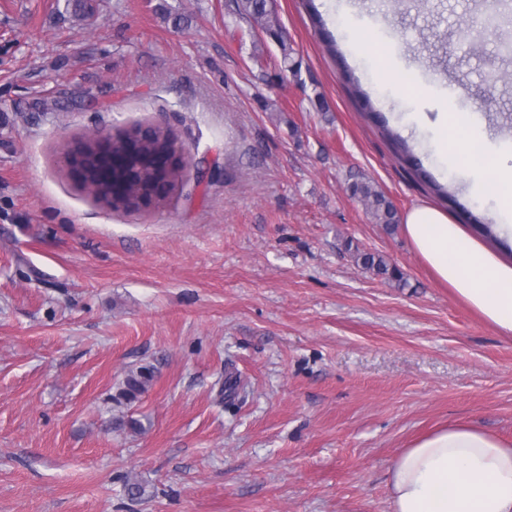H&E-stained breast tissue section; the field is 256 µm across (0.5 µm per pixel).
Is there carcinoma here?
Instances as JSON below:
<instances>
[{"label": "carcinoma", "mask_w": 512, "mask_h": 512, "mask_svg": "<svg viewBox=\"0 0 512 512\" xmlns=\"http://www.w3.org/2000/svg\"><path fill=\"white\" fill-rule=\"evenodd\" d=\"M236 12L240 18L258 25L280 45L283 61H288L290 49L282 37L281 27L271 6V0H237ZM176 141L173 130L168 126L142 128L135 125L112 135V152L125 157L124 167L112 171V181H98L100 155L97 146L90 140L78 139L72 142L66 154L81 157L85 169L84 185L89 194L99 203L111 205L110 197L121 194L126 197V208H138L135 201L148 200L158 183L173 190L182 182V164H168L170 152ZM349 195L360 203L372 221L386 230L399 224L397 209L388 195L367 177H355L347 184ZM355 260L376 276L402 281V273L381 254L355 251ZM153 379V371L141 367L130 371L123 381V387L114 401L121 404L135 401Z\"/></svg>", "instance_id": "carcinoma-1"}]
</instances>
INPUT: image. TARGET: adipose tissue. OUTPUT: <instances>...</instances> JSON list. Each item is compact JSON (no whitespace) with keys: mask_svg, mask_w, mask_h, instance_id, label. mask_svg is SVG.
Returning <instances> with one entry per match:
<instances>
[{"mask_svg":"<svg viewBox=\"0 0 512 512\" xmlns=\"http://www.w3.org/2000/svg\"><path fill=\"white\" fill-rule=\"evenodd\" d=\"M434 158L491 197L500 236L512 239V149L494 145L478 114L438 113ZM404 231L436 277L502 335H512V263L422 204ZM393 512H512V445L473 426L438 429L402 449L388 471Z\"/></svg>","mask_w":512,"mask_h":512,"instance_id":"obj_1","label":"adipose tissue"}]
</instances>
